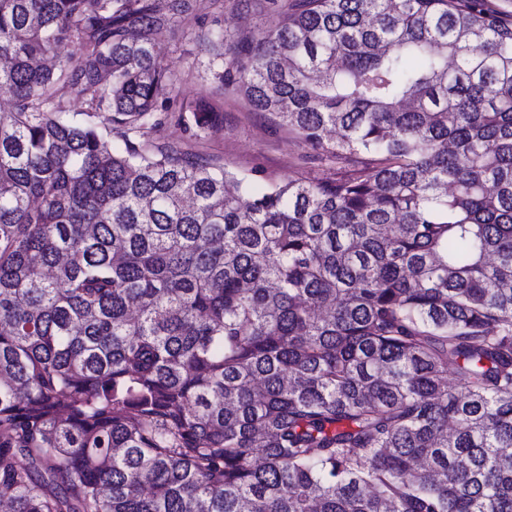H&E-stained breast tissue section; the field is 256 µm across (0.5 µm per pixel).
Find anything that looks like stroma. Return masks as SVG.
Masks as SVG:
<instances>
[{
	"mask_svg": "<svg viewBox=\"0 0 512 512\" xmlns=\"http://www.w3.org/2000/svg\"><path fill=\"white\" fill-rule=\"evenodd\" d=\"M274 10L272 0H224L219 6L211 0H195L193 12L163 37L162 61L182 77L178 98L205 100L216 112L222 130L204 141L201 149L227 169L265 188L288 179L335 178L336 163L315 160L296 133L253 111L240 93L228 89L214 94L208 58L188 36L199 28H221L248 37L271 22Z\"/></svg>",
	"mask_w": 512,
	"mask_h": 512,
	"instance_id": "stroma-1",
	"label": "stroma"
}]
</instances>
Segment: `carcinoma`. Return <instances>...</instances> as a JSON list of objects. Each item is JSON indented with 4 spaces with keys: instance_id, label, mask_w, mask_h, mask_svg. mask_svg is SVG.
<instances>
[{
    "instance_id": "carcinoma-1",
    "label": "carcinoma",
    "mask_w": 512,
    "mask_h": 512,
    "mask_svg": "<svg viewBox=\"0 0 512 512\" xmlns=\"http://www.w3.org/2000/svg\"><path fill=\"white\" fill-rule=\"evenodd\" d=\"M280 2L195 40L348 170L261 190L150 138L194 0H0L8 512H512V11Z\"/></svg>"
}]
</instances>
